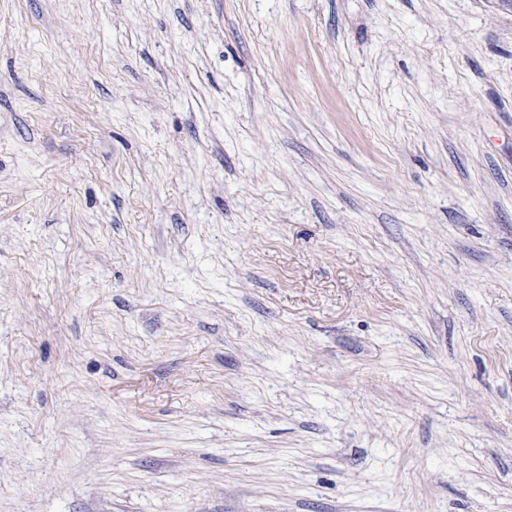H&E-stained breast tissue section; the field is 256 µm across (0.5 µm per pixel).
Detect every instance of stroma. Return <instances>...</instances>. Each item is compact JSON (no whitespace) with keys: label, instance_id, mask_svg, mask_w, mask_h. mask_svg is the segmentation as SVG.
<instances>
[{"label":"stroma","instance_id":"obj_1","mask_svg":"<svg viewBox=\"0 0 512 512\" xmlns=\"http://www.w3.org/2000/svg\"><path fill=\"white\" fill-rule=\"evenodd\" d=\"M0 512H512V9L0 0Z\"/></svg>","mask_w":512,"mask_h":512}]
</instances>
